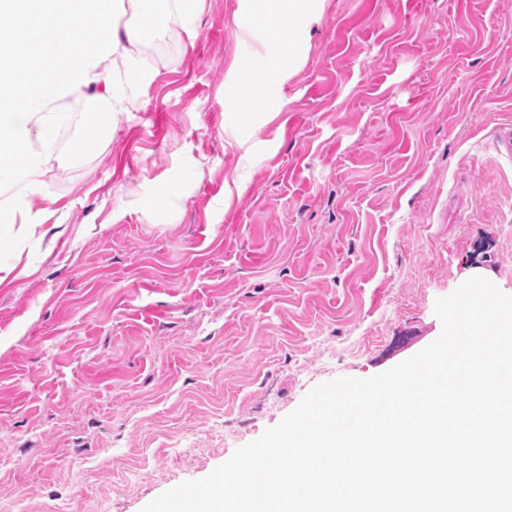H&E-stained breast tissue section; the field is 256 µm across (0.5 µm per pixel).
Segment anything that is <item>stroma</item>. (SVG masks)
<instances>
[{
    "mask_svg": "<svg viewBox=\"0 0 512 512\" xmlns=\"http://www.w3.org/2000/svg\"><path fill=\"white\" fill-rule=\"evenodd\" d=\"M241 0L136 47L111 141L10 192L0 242V512H142L316 385L512 295V0H326L265 112L224 110ZM53 219L41 221L42 209Z\"/></svg>",
    "mask_w": 512,
    "mask_h": 512,
    "instance_id": "1",
    "label": "stroma"
}]
</instances>
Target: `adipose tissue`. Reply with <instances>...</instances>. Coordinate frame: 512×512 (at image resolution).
Masks as SVG:
<instances>
[{
  "instance_id": "ef3b65f1",
  "label": "adipose tissue",
  "mask_w": 512,
  "mask_h": 512,
  "mask_svg": "<svg viewBox=\"0 0 512 512\" xmlns=\"http://www.w3.org/2000/svg\"><path fill=\"white\" fill-rule=\"evenodd\" d=\"M200 0H0L12 23L9 39L0 38V189L13 188L28 172L50 169L57 158L61 130L74 132L71 159L92 143L109 139L112 114L125 108L128 92L146 88L148 78L132 48L146 38L189 24ZM325 0H244L241 20H254L261 33L259 64L239 58L236 77L224 90V105L238 111L249 97L262 111L286 72L304 59V35ZM144 17L143 25L125 23L126 11ZM92 30L74 40L76 28ZM259 68L260 84L242 79ZM40 75L35 96L13 105L9 94Z\"/></svg>"
}]
</instances>
